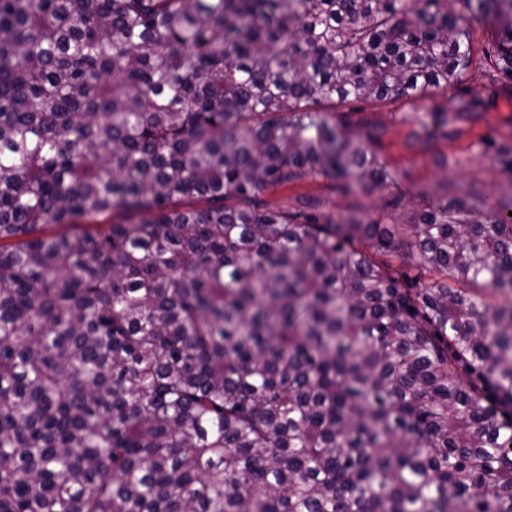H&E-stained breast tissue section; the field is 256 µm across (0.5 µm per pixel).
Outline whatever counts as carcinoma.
<instances>
[{"label":"carcinoma","instance_id":"1","mask_svg":"<svg viewBox=\"0 0 512 512\" xmlns=\"http://www.w3.org/2000/svg\"><path fill=\"white\" fill-rule=\"evenodd\" d=\"M453 2L0 0V512H512V197L265 198L391 178L338 104L512 81ZM387 259L392 264L393 269L398 271L402 281L408 279L411 284H414L417 277H420V279L424 281H429L427 274L423 273L416 266V257L410 255L407 248H401L398 257H389Z\"/></svg>","mask_w":512,"mask_h":512}]
</instances>
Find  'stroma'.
<instances>
[{
	"instance_id": "obj_1",
	"label": "stroma",
	"mask_w": 512,
	"mask_h": 512,
	"mask_svg": "<svg viewBox=\"0 0 512 512\" xmlns=\"http://www.w3.org/2000/svg\"><path fill=\"white\" fill-rule=\"evenodd\" d=\"M462 87L484 99L485 108L449 125V138L426 148L412 144L417 130L412 118L417 110L415 104H355L350 115L353 131L370 125L381 132L377 153L393 176L386 186L369 185L358 195L344 198L329 190L327 180L317 177L273 190L270 201L289 206L296 198L317 196L324 202V212L337 215L362 211L378 216L383 223H396L400 237L406 239L415 214L436 200L462 193L498 199L512 193V172L495 166L481 145L485 137L512 145V82L503 80L493 85L472 71ZM400 192L405 195L403 205L392 215H384V200Z\"/></svg>"
}]
</instances>
